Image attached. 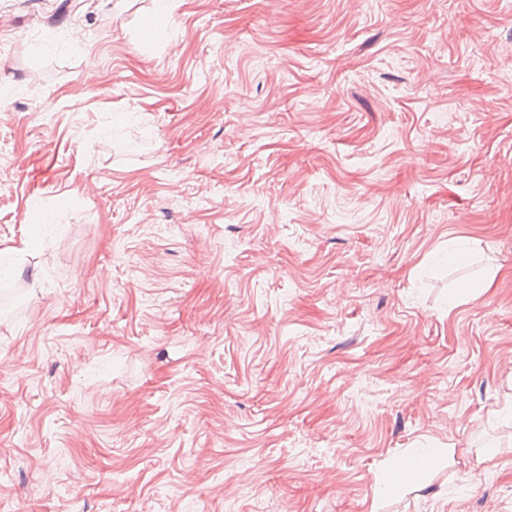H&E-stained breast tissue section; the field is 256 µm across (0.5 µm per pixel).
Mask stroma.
<instances>
[{
  "mask_svg": "<svg viewBox=\"0 0 512 512\" xmlns=\"http://www.w3.org/2000/svg\"><path fill=\"white\" fill-rule=\"evenodd\" d=\"M59 2L0 0V512H512V0ZM437 450L435 448H425L421 452L409 455L402 463L401 473L395 479L387 478L386 490L389 493L396 492L400 489V485L406 474L427 466L434 465L437 461Z\"/></svg>",
  "mask_w": 512,
  "mask_h": 512,
  "instance_id": "obj_1",
  "label": "stroma"
}]
</instances>
